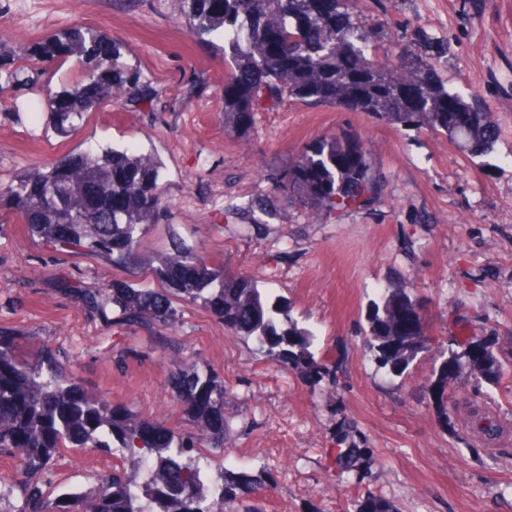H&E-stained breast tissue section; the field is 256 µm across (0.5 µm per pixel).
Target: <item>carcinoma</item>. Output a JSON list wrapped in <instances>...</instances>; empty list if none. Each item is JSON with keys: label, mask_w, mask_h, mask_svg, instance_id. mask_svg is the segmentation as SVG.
<instances>
[{"label": "carcinoma", "mask_w": 512, "mask_h": 512, "mask_svg": "<svg viewBox=\"0 0 512 512\" xmlns=\"http://www.w3.org/2000/svg\"><path fill=\"white\" fill-rule=\"evenodd\" d=\"M182 23L197 40H218L224 55V121L246 130L254 115L288 99L369 112L392 125L416 126L440 134L468 156L489 153L498 124L475 94L450 88L436 68L438 47L417 30L412 40L422 51L404 49L395 59L376 58L383 26L360 20V0H176ZM341 14L339 29L323 14ZM290 52L307 55L303 68L285 67ZM27 64L12 66L0 56V90L34 80L37 66L73 62L79 80L54 88L41 86L28 104L32 118L45 112L61 134L71 132L102 102L128 97L153 103L157 93L142 79L121 47L107 33L70 27L44 37L25 53ZM97 82L86 96L81 84ZM97 187L84 193L83 181ZM161 163L130 149L111 147L70 153L15 180L0 181V202L14 206L29 230L46 243L72 245L130 268L148 226L165 221L168 204L161 186ZM382 189V176L370 162L359 136L346 141L325 137L307 146L275 182L287 202L324 215L366 205ZM168 286L114 287L112 292L80 288L88 310L115 313L116 322L165 337L164 353L177 361L183 344L175 337L178 310L172 297L202 305L224 327L265 357L291 362L300 372L333 381L326 358L312 351L314 335L294 322L288 308L245 275H229L177 244L154 269ZM431 336L416 303L403 288L386 289L373 303L365 330V349L380 368L403 374L424 351ZM430 377L436 410L448 414L449 379L466 368L477 381L502 377L490 343L452 336ZM166 386L185 405L195 433H183L161 421L136 418L104 393L85 391L73 372L50 356L23 362L10 335L0 330V455L15 459L0 472V512L5 493L20 494L18 512H224L236 491L252 485L245 473L213 470L210 457L193 452L202 445L221 455L228 451L232 421L224 415V381L195 367L169 374ZM62 448H86L117 459L84 493L50 498L43 475ZM152 456L150 466L142 464ZM357 512H396L381 498H364Z\"/></svg>", "instance_id": "obj_1"}]
</instances>
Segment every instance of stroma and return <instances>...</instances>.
<instances>
[{
  "mask_svg": "<svg viewBox=\"0 0 512 512\" xmlns=\"http://www.w3.org/2000/svg\"><path fill=\"white\" fill-rule=\"evenodd\" d=\"M360 17L406 23L436 41L442 78L477 93L499 124L490 155L473 161L444 136L302 101L257 113L241 132L224 121L223 55L186 33L174 0H0L14 57L60 29L93 27L111 34L158 92L152 104L103 102L66 135L48 115L26 111L38 85L1 92L0 180L68 153L133 146L159 160L169 204L134 269L46 244L0 205V330L13 334L18 357L50 350L88 392L184 432L168 373L185 364L219 375L236 429L223 465L255 480L226 512H356L369 493L397 512H512V434L486 445L469 415L475 405L512 427V0H363ZM347 134L362 136L384 176L366 206L316 218L275 193V178L303 148ZM255 221L264 230L239 232ZM177 242L280 296L316 334L335 386L268 360L193 303L180 305L181 361L161 362L160 337L89 313L72 296L156 286L155 260ZM386 287L407 290L433 338V351L400 376L377 367L361 335ZM459 322L492 343L504 375L477 386L461 370L442 416L428 377ZM352 445L366 454L339 473L333 456ZM112 463L68 448L51 479L86 487Z\"/></svg>",
  "mask_w": 512,
  "mask_h": 512,
  "instance_id": "1",
  "label": "stroma"
}]
</instances>
